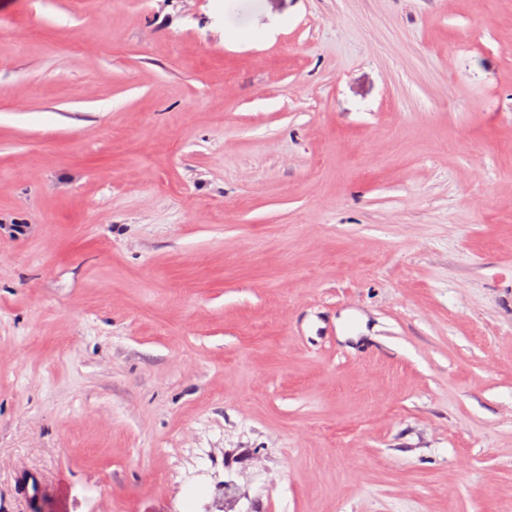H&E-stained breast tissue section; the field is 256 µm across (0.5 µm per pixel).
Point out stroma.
<instances>
[{
	"label": "stroma",
	"mask_w": 512,
	"mask_h": 512,
	"mask_svg": "<svg viewBox=\"0 0 512 512\" xmlns=\"http://www.w3.org/2000/svg\"><path fill=\"white\" fill-rule=\"evenodd\" d=\"M4 224L0 512L512 504V0H0Z\"/></svg>",
	"instance_id": "35a3bbf8"
}]
</instances>
